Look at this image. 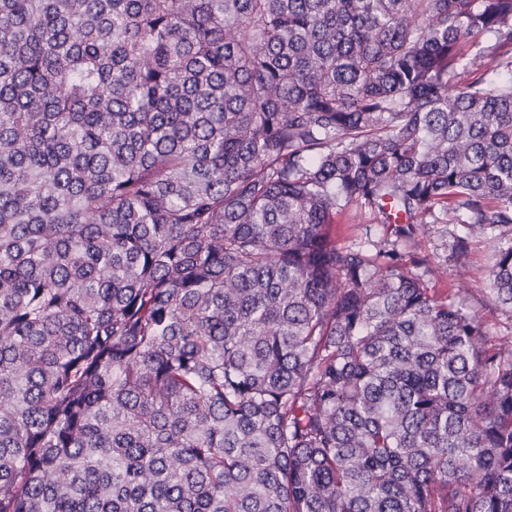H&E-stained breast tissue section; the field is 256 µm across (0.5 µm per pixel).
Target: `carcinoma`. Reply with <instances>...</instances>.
<instances>
[{
  "mask_svg": "<svg viewBox=\"0 0 512 512\" xmlns=\"http://www.w3.org/2000/svg\"><path fill=\"white\" fill-rule=\"evenodd\" d=\"M448 222L512 317V0H0V512H512ZM464 224H425L418 234V245L431 258L438 286L460 288L457 300L488 322L493 342L512 344V321L494 310L487 291V274L494 260L499 231H469ZM457 236L468 238L465 258L456 260L452 245Z\"/></svg>",
  "mask_w": 512,
  "mask_h": 512,
  "instance_id": "cac0c4a2",
  "label": "carcinoma"
}]
</instances>
